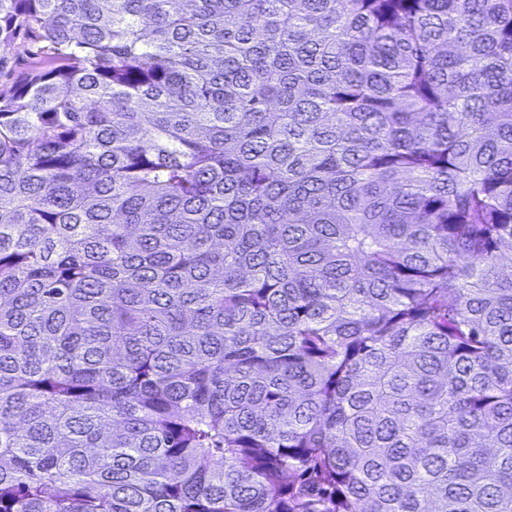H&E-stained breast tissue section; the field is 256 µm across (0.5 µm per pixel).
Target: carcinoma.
<instances>
[{"mask_svg":"<svg viewBox=\"0 0 512 512\" xmlns=\"http://www.w3.org/2000/svg\"><path fill=\"white\" fill-rule=\"evenodd\" d=\"M0 512H512V0H0ZM30 51H34L29 42L18 40L14 51L9 54L0 73V86H10L22 81L29 72Z\"/></svg>","mask_w":512,"mask_h":512,"instance_id":"obj_1","label":"carcinoma"}]
</instances>
